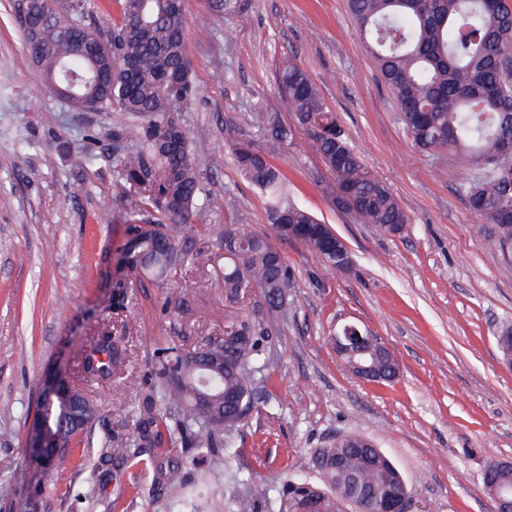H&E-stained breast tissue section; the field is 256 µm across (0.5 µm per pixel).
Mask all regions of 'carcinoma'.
<instances>
[{"mask_svg": "<svg viewBox=\"0 0 512 512\" xmlns=\"http://www.w3.org/2000/svg\"><path fill=\"white\" fill-rule=\"evenodd\" d=\"M118 19L108 34L97 28L94 0H50L42 16L23 20L29 58L40 65L49 84L71 93L80 110L88 102L139 117L136 124L113 127V172L125 211L123 268L150 280H164L187 262L179 245L185 225L214 199L202 183L206 161L193 146V133L174 113L192 104L199 88L186 53L183 7L172 0H115ZM347 7L394 95L407 135L423 152L461 149L479 175L464 187L470 209L494 226L492 245L512 254V164L502 169L505 138H512V8L507 0H347ZM281 103L295 124L274 122L255 112L252 123L275 143L291 145L297 130L313 138L334 185L349 200L334 202L360 224L396 234L409 217L389 186L373 175L344 137L336 113L326 104L308 73L292 60L282 65ZM237 168L263 200L267 220L278 234L285 225L316 224L324 234L301 237L328 274L336 273L330 243L333 230L293 201L281 171L261 154L241 145ZM224 251V293L235 298L253 284L272 289L271 303L288 308L295 274L271 241L245 224L202 225ZM133 282L112 283V306L123 308ZM264 331L249 317L228 322L224 337L204 339L191 350L173 341L155 344L151 378L139 402L138 437L127 456H166V444L180 440L185 453H219L231 447L228 433L241 416L257 408L255 373L264 367ZM234 364H224V354ZM125 357L107 329L88 341L79 378L112 382ZM214 398L211 408L198 395ZM315 457L339 459L320 466L321 484L303 477L286 482L281 512H299L305 496L312 512H342L352 479L368 489L400 484L402 475L369 439L340 437ZM173 502H183V467L162 473Z\"/></svg>", "mask_w": 512, "mask_h": 512, "instance_id": "1", "label": "carcinoma"}]
</instances>
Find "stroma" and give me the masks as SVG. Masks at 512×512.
Masks as SVG:
<instances>
[{"label": "stroma", "mask_w": 512, "mask_h": 512, "mask_svg": "<svg viewBox=\"0 0 512 512\" xmlns=\"http://www.w3.org/2000/svg\"><path fill=\"white\" fill-rule=\"evenodd\" d=\"M215 14L186 0L185 34L197 100L177 120L212 161L203 181L216 198L234 195L249 231L274 239L296 275L287 309L260 291L224 294V253L194 236L193 256L164 285L135 288L112 309L121 275L128 207L112 168L120 113L77 110L52 92L27 56L15 0H0V512H172L159 494L168 458H120L135 439L136 410L155 343L194 346L216 339L238 315L266 334L260 404L232 434L234 444L190 483H207L205 512H279L293 474L311 482L316 449L344 433L372 438L402 473L413 512H494L483 473L512 463V369L498 345L512 326V257L490 243L491 225L461 185L476 171L447 151L414 146L348 11L346 0H240ZM292 58L336 112L365 166L410 217L401 234L359 224L335 208L333 177L312 138L282 146L254 128L262 111L282 123L279 69ZM250 145L277 166L297 203L330 224L352 265L325 273L319 257L277 237L258 191L237 169L234 149ZM91 151L92 166L79 164ZM238 212V213H239ZM365 327L397 358L391 382L356 376L330 337L345 323ZM108 326L126 357L113 384L86 385L96 416L37 496L14 483L27 466L28 414L49 368L75 376L88 336ZM266 499L254 500V482Z\"/></svg>", "instance_id": "35a3bbf8"}]
</instances>
